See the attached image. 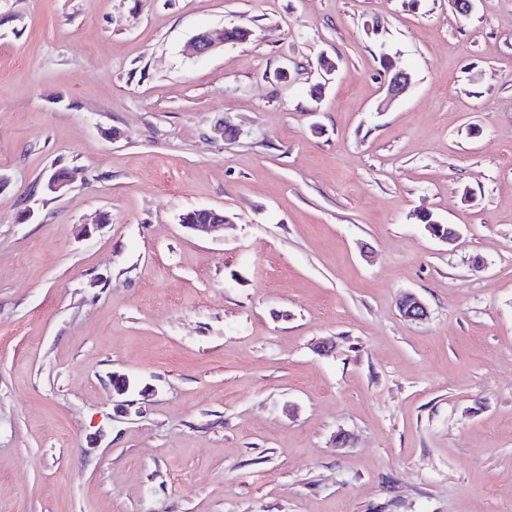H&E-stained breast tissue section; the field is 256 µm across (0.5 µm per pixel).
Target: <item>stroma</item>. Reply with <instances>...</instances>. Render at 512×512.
Segmentation results:
<instances>
[{"label": "stroma", "mask_w": 512, "mask_h": 512, "mask_svg": "<svg viewBox=\"0 0 512 512\" xmlns=\"http://www.w3.org/2000/svg\"><path fill=\"white\" fill-rule=\"evenodd\" d=\"M0 512H512V0H0ZM250 35V31L242 27L205 30L195 35L192 49L196 55L204 56L228 43L224 40L239 42L248 39ZM412 76L405 70L390 68L384 78L386 88L385 103H391L404 95L412 85ZM209 211H211V210H209V209L189 210L181 215L182 217H180V221H182V225L184 227H186L194 232L204 234V235L214 236V237H220L221 235L223 236L224 235V215L217 214L215 211H212L213 214L215 215V220L212 223L214 216ZM184 215L191 218L193 223L188 218L184 217V219H183ZM208 223H211V224H208ZM399 310L409 321L421 322L428 317L427 306L414 294L405 293L398 301Z\"/></svg>", "instance_id": "1"}]
</instances>
